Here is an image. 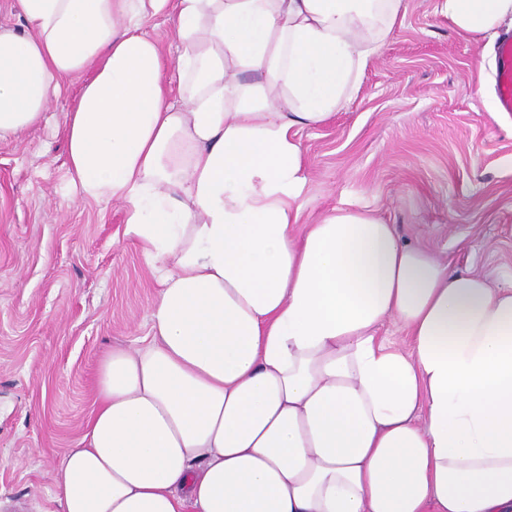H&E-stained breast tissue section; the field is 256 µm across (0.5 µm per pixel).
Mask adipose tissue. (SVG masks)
<instances>
[{
	"instance_id": "1",
	"label": "adipose tissue",
	"mask_w": 512,
	"mask_h": 512,
	"mask_svg": "<svg viewBox=\"0 0 512 512\" xmlns=\"http://www.w3.org/2000/svg\"><path fill=\"white\" fill-rule=\"evenodd\" d=\"M0 142L61 79L71 180L160 281L99 359L58 512H512V282L452 273L365 209L303 214L299 130L333 120L401 0H15ZM460 34L512 0H441ZM173 14L178 100L145 28ZM396 320L405 349L380 336Z\"/></svg>"
}]
</instances>
